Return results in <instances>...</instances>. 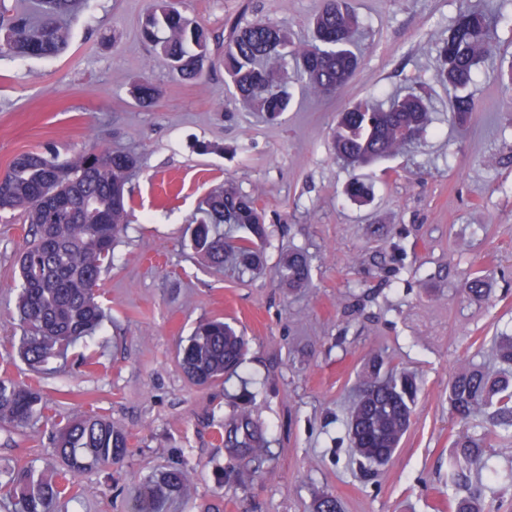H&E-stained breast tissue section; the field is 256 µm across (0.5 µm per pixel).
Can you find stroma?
<instances>
[{"instance_id": "1", "label": "stroma", "mask_w": 512, "mask_h": 512, "mask_svg": "<svg viewBox=\"0 0 512 512\" xmlns=\"http://www.w3.org/2000/svg\"><path fill=\"white\" fill-rule=\"evenodd\" d=\"M489 12L500 0H350L361 64L336 97L294 88L278 121L243 107L215 66L188 83L152 59L139 39L148 0H84L69 18V47L55 58H0V172L25 152L66 160L94 142L138 153L130 224L104 274L99 300L111 318L91 344L98 362L50 363L32 375L15 357V260L27 226L0 212V377L39 380L58 412L94 409L128 433L125 460L77 476L59 512H129L148 479L188 457L195 476L167 512H312L337 496L343 512H448V456L455 434L482 433L448 410L464 361L498 365L495 338L512 335V8L503 10L488 57L457 122L435 79L438 43L461 2ZM322 0H181L216 34L233 21L269 19L293 43L312 35ZM159 86L149 109L131 86ZM409 90L431 121L415 148L368 171L371 198H347L349 172L331 155L336 115L359 101ZM209 152H201L200 144ZM233 180L256 198L269 237L258 275L217 273L190 247L189 223L206 193ZM307 252L310 284L279 287L274 265ZM482 272L489 294L464 296ZM202 318H220L250 340L246 361L201 387L175 354ZM417 372L411 425L394 458L364 475L346 437L358 374L375 355ZM267 429L262 468L231 460L217 439L239 407ZM52 425L0 429V465L47 471ZM487 499L512 512V442L492 441Z\"/></svg>"}]
</instances>
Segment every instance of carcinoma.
Listing matches in <instances>:
<instances>
[{
  "label": "carcinoma",
  "instance_id": "carcinoma-1",
  "mask_svg": "<svg viewBox=\"0 0 512 512\" xmlns=\"http://www.w3.org/2000/svg\"><path fill=\"white\" fill-rule=\"evenodd\" d=\"M81 2L37 0L34 19L0 0V57L53 58L63 53L70 40L64 21ZM356 26L346 0H325L313 21L312 40L298 48L291 47L286 31L265 19L245 25L235 22L224 38L220 59L225 86L269 120L288 111L292 83L322 96L335 95L359 66V56L351 49ZM494 26L484 13L465 7L437 46L435 78L456 92L452 112L459 118L472 111L465 90L486 56ZM139 38L185 80L198 79L205 64L214 63L209 34L184 16L176 0H149ZM290 53L296 57L294 72L272 65ZM132 95L148 108L157 102L160 89L145 77L133 86ZM429 120L427 103L412 91L340 112L331 154L353 172L346 195L367 202L370 188L357 171L411 148ZM138 166L133 151L93 143L65 161L42 152L19 154L0 177V209L22 211L29 224L28 241L18 258L16 306L22 327L17 354L31 370L63 356L74 341L101 327L105 311L98 301V287L128 225L127 184ZM266 237L256 201L229 180L198 206L194 249L215 269L224 268L229 255L243 272L259 269ZM277 278L290 290L305 287L311 279L308 255L300 249L285 253ZM247 347L246 337L230 324L203 319L180 348L178 361L190 381L207 385L238 369ZM498 357L501 367L493 371L466 362L448 387L454 418L465 421L481 408L488 423L480 435L461 433L453 440L448 512H481L483 485L472 481L470 467L483 456L490 438H512V336L499 337ZM383 366L376 357L359 375L346 422L360 465L370 474L394 457L410 426L418 392L412 375L385 372ZM47 409L39 384L0 377L1 428H24ZM221 438L233 458L258 467L267 459L266 429L244 407L224 421ZM50 439L63 470L38 473L33 466L16 462L0 468V496L13 504L14 512H57L60 498L77 475L119 463L129 447L125 431L93 413L53 423ZM191 474L187 461L168 465L159 483L146 482L133 509L154 512L155 499L181 492ZM313 512H342V507L336 496L326 494L314 502Z\"/></svg>",
  "mask_w": 512,
  "mask_h": 512
}]
</instances>
